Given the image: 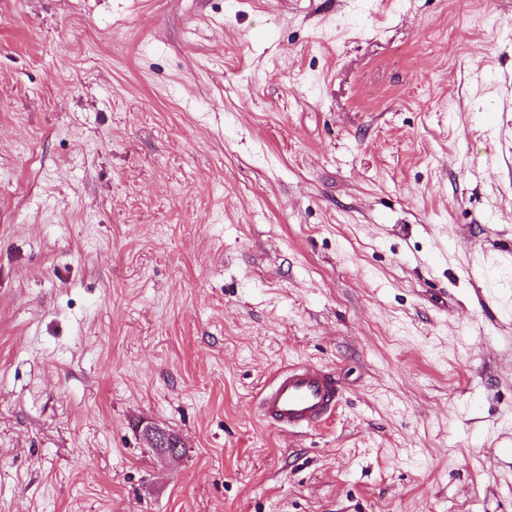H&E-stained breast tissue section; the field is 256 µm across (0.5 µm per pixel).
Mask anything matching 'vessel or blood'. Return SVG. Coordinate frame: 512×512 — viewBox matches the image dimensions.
Here are the masks:
<instances>
[{"instance_id":"obj_1","label":"vessel or blood","mask_w":512,"mask_h":512,"mask_svg":"<svg viewBox=\"0 0 512 512\" xmlns=\"http://www.w3.org/2000/svg\"><path fill=\"white\" fill-rule=\"evenodd\" d=\"M342 398L332 370L296 363L263 388L257 407L269 427L297 433L315 428L331 417Z\"/></svg>"}]
</instances>
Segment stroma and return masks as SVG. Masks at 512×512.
<instances>
[{
  "mask_svg": "<svg viewBox=\"0 0 512 512\" xmlns=\"http://www.w3.org/2000/svg\"><path fill=\"white\" fill-rule=\"evenodd\" d=\"M0 512H512V0H0ZM342 398L332 370L296 363L263 388L257 407L269 427L297 433L315 428L331 417Z\"/></svg>",
  "mask_w": 512,
  "mask_h": 512,
  "instance_id": "stroma-1",
  "label": "stroma"
}]
</instances>
